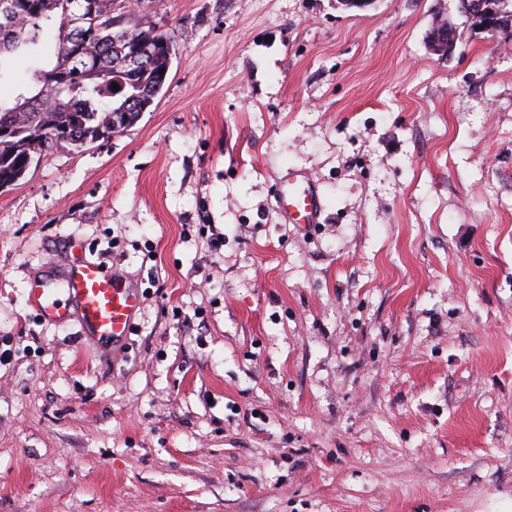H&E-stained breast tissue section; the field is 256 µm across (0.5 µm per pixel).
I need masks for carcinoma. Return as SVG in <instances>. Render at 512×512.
Here are the masks:
<instances>
[{
	"label": "carcinoma",
	"mask_w": 512,
	"mask_h": 512,
	"mask_svg": "<svg viewBox=\"0 0 512 512\" xmlns=\"http://www.w3.org/2000/svg\"><path fill=\"white\" fill-rule=\"evenodd\" d=\"M1 4L9 20L0 22V78L16 54L40 61L13 103L0 102V190H6L44 152L83 150L135 124L167 82L176 41L143 17L116 13V0H92L93 29L84 37L66 24L71 0ZM50 29L57 45L46 58L41 45ZM137 48L143 49L138 66H118Z\"/></svg>",
	"instance_id": "obj_1"
}]
</instances>
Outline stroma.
Masks as SVG:
<instances>
[{"instance_id": "obj_1", "label": "stroma", "mask_w": 512, "mask_h": 512, "mask_svg": "<svg viewBox=\"0 0 512 512\" xmlns=\"http://www.w3.org/2000/svg\"><path fill=\"white\" fill-rule=\"evenodd\" d=\"M136 13L162 93L0 193V512H512V39L460 0ZM68 238L139 295L121 340L29 304ZM434 29L430 36L431 49L442 57H447L456 46L455 29L442 17H436L432 23ZM298 175L288 177L287 184H281L277 189V195L281 205L292 224H305L311 226L317 224L322 209L320 196L314 185L307 182V186L298 190L295 188ZM288 198V202L286 200Z\"/></svg>"}]
</instances>
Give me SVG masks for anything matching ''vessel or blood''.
<instances>
[{
	"mask_svg": "<svg viewBox=\"0 0 512 512\" xmlns=\"http://www.w3.org/2000/svg\"><path fill=\"white\" fill-rule=\"evenodd\" d=\"M277 194L285 201L290 223L316 224L322 203L314 185L298 189L287 183ZM29 300L41 315L58 322L68 321L70 305H77L83 332L95 342L126 336L139 308L138 298L119 276L83 258L73 261L60 288L32 284Z\"/></svg>",
	"mask_w": 512,
	"mask_h": 512,
	"instance_id": "obj_1",
	"label": "vessel or blood"
}]
</instances>
